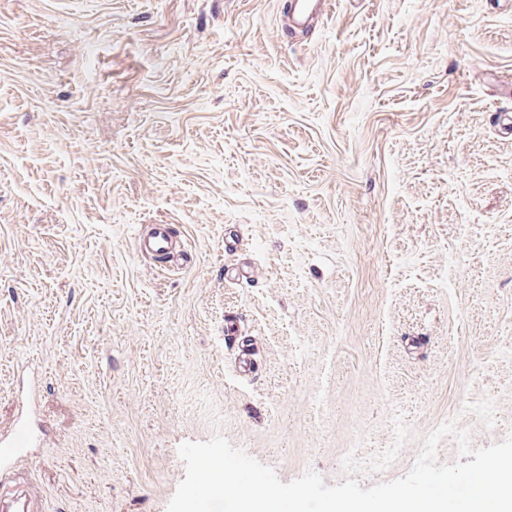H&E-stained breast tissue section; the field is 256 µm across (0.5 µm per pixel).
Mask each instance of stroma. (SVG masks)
I'll return each mask as SVG.
<instances>
[{
	"label": "stroma",
	"instance_id": "1",
	"mask_svg": "<svg viewBox=\"0 0 512 512\" xmlns=\"http://www.w3.org/2000/svg\"><path fill=\"white\" fill-rule=\"evenodd\" d=\"M0 0V432L40 512L512 434V0ZM171 224L179 264L137 256ZM237 334L224 335L226 321ZM292 6L289 22L293 27L302 28L315 24L319 17L324 16L333 6L330 0H290Z\"/></svg>",
	"mask_w": 512,
	"mask_h": 512
}]
</instances>
